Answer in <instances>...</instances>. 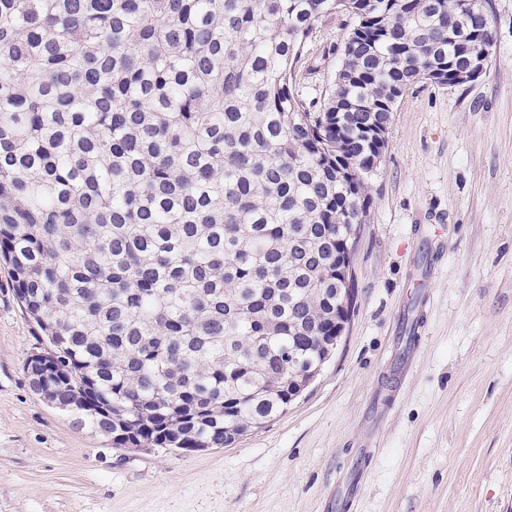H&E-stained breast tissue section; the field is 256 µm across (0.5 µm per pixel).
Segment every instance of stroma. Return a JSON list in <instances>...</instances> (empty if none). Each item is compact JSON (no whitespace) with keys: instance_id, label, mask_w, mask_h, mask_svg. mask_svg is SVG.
Segmentation results:
<instances>
[{"instance_id":"1","label":"stroma","mask_w":512,"mask_h":512,"mask_svg":"<svg viewBox=\"0 0 512 512\" xmlns=\"http://www.w3.org/2000/svg\"><path fill=\"white\" fill-rule=\"evenodd\" d=\"M475 82L411 86L355 252L350 326L287 411L223 447L113 448L33 391L45 344L0 267V512H512V0ZM351 28L315 24L297 86L320 99ZM422 317L412 354L401 338Z\"/></svg>"}]
</instances>
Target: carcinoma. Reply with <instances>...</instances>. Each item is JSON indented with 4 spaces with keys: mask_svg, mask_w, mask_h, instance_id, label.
<instances>
[{
    "mask_svg": "<svg viewBox=\"0 0 512 512\" xmlns=\"http://www.w3.org/2000/svg\"><path fill=\"white\" fill-rule=\"evenodd\" d=\"M492 0H0V260L42 399L115 448H222L329 355L336 246L419 82L488 68ZM353 19L331 92L296 65Z\"/></svg>",
    "mask_w": 512,
    "mask_h": 512,
    "instance_id": "cac0c4a2",
    "label": "carcinoma"
}]
</instances>
